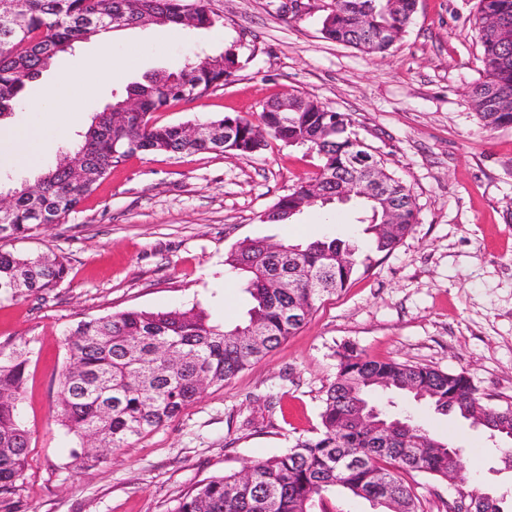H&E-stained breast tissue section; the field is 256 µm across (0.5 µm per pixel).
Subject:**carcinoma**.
Wrapping results in <instances>:
<instances>
[{
    "instance_id": "obj_1",
    "label": "carcinoma",
    "mask_w": 512,
    "mask_h": 512,
    "mask_svg": "<svg viewBox=\"0 0 512 512\" xmlns=\"http://www.w3.org/2000/svg\"><path fill=\"white\" fill-rule=\"evenodd\" d=\"M416 0H333L322 20L323 37L366 54H382L397 43L415 13ZM0 3V120L21 110L26 85L65 48L75 47L119 22L135 26L148 20L162 27L208 30L220 19L205 0H23L14 17ZM369 26L356 25L357 14ZM512 27V0H477L475 26L482 48V73L469 97L483 128L512 126V35L495 28L492 17ZM241 68L236 45L218 55L189 61L175 71L153 73L130 83L112 108L98 112L55 165L34 184L14 189L10 208L0 212V240L30 239L41 229L66 223L81 200L111 173L113 164L135 154L232 153L249 157L268 146L254 140L263 126L268 138L302 146L316 154L313 177L334 203L336 180L352 183L362 172L348 165L365 152L378 169L382 191L398 209L383 228L385 214L360 191L350 203L366 213L365 242L336 236L305 243L271 244L246 239L224 258L240 273L251 307L232 327L212 322L200 307L150 312L127 310L83 320L64 333L67 364L57 387V420L76 439L72 465L88 471L177 417L209 388L222 387L253 362L301 329L324 294L347 288L374 257L390 253L417 223L410 187L394 177L382 158L354 130V120L320 100L293 95L297 109L279 112L269 100L261 112L235 113L201 122L207 138L187 137L184 124H160L154 114L179 101L200 99L230 83ZM135 97L139 111L123 112ZM310 182L298 185L272 206L269 223H288L308 209ZM68 260L0 248V303L26 294L44 300L61 285ZM30 351L25 343H0V504L11 500L26 476L30 431L21 416ZM408 393L442 415H454L496 437L512 433V414L483 402L470 379L425 366L371 360L345 346L320 414L322 428L278 455L255 460L251 473L211 476L196 483L172 512H342L336 496L365 500L393 496V512H422L420 500L402 475L426 473L448 478L465 468L462 452L448 455V442L411 419L379 411L375 422L391 430V441L375 443L362 418L373 405V391ZM506 497L489 501L462 482L448 512H507Z\"/></svg>"
}]
</instances>
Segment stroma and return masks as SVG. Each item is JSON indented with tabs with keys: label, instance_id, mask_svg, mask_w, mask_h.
I'll list each match as a JSON object with an SVG mask.
<instances>
[{
	"label": "stroma",
	"instance_id": "stroma-1",
	"mask_svg": "<svg viewBox=\"0 0 512 512\" xmlns=\"http://www.w3.org/2000/svg\"><path fill=\"white\" fill-rule=\"evenodd\" d=\"M331 2L207 0L223 19L217 28H117L108 53L89 40L27 84L28 97L64 84L79 99L77 123L47 130L48 167L126 84L237 44L242 67L233 82L174 104L158 121L197 123L257 113L273 98H317L352 115L360 137L411 188L418 222L369 273L324 296L278 348L77 475L65 468L75 441L55 420L66 329L130 309L195 305L230 326L250 306L240 278L224 267L237 243L360 232L348 204L336 205L338 224L321 223L315 209L287 224L261 222L316 172L317 157L301 147L273 142L247 158L137 154L114 164L65 224L0 245L70 259L66 280L46 300L23 295L0 304V343L24 342L31 351L22 404L30 467L0 512H170L198 480L241 470L318 431L346 344L376 360L465 374L489 405H512V127L482 129L469 103L481 68L476 0H418L403 39L382 55L324 38ZM98 57L121 67L122 80L90 88L85 64ZM376 399L464 448L465 482L512 492V468L501 455L511 440L489 438L469 421L396 393Z\"/></svg>",
	"mask_w": 512,
	"mask_h": 512
}]
</instances>
